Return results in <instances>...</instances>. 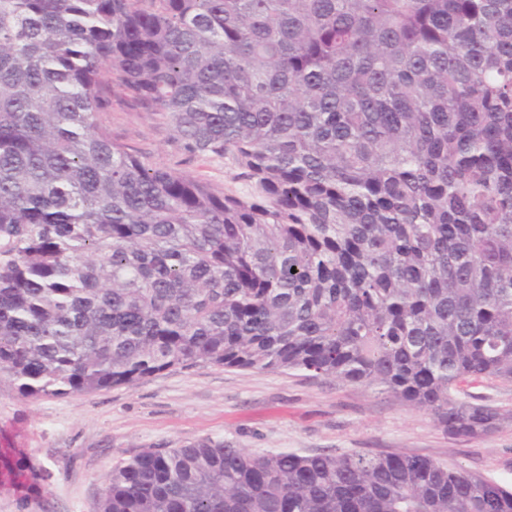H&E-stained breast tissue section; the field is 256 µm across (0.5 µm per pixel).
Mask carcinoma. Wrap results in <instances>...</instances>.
Instances as JSON below:
<instances>
[{
	"label": "carcinoma",
	"mask_w": 512,
	"mask_h": 512,
	"mask_svg": "<svg viewBox=\"0 0 512 512\" xmlns=\"http://www.w3.org/2000/svg\"><path fill=\"white\" fill-rule=\"evenodd\" d=\"M241 198L150 166L113 90ZM198 364L380 386L477 438L512 383V0H0V376L24 399ZM98 512H512L396 452L211 440ZM457 396L472 402L489 403L498 408L505 417L512 414V385L510 383L484 379L463 386Z\"/></svg>",
	"instance_id": "1"
}]
</instances>
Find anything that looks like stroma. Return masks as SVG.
Returning <instances> with one entry per match:
<instances>
[{
  "mask_svg": "<svg viewBox=\"0 0 512 512\" xmlns=\"http://www.w3.org/2000/svg\"><path fill=\"white\" fill-rule=\"evenodd\" d=\"M112 136L147 161L247 197L254 183L205 157L184 160L148 112L113 96ZM461 399L489 403L508 420L478 438L448 435L429 413L379 387L314 378L299 371L201 364L132 386L27 400L0 386V456L21 457L26 487L0 485V512H97L112 468L148 448L205 439L256 455L398 452L512 487V385L481 380Z\"/></svg>",
  "mask_w": 512,
  "mask_h": 512,
  "instance_id": "obj_1",
  "label": "stroma"
}]
</instances>
